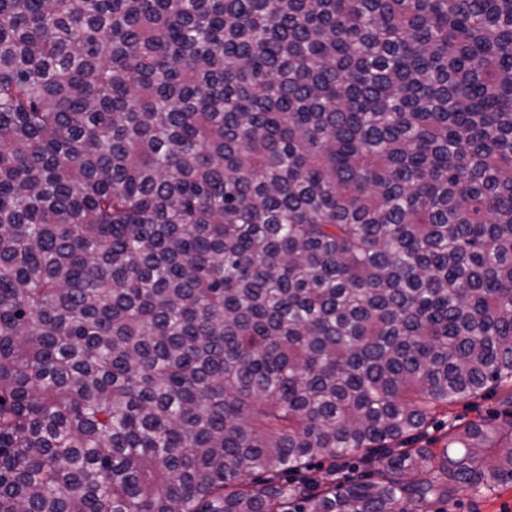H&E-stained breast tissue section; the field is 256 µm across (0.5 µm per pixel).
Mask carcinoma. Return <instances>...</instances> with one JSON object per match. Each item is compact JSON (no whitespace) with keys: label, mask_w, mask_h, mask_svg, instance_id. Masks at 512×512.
Here are the masks:
<instances>
[{"label":"carcinoma","mask_w":512,"mask_h":512,"mask_svg":"<svg viewBox=\"0 0 512 512\" xmlns=\"http://www.w3.org/2000/svg\"><path fill=\"white\" fill-rule=\"evenodd\" d=\"M509 483L512 0H0V512ZM503 396L502 392L491 393L478 399L463 401L450 407L447 411H438L422 441L430 444L428 448H442L445 434H448V427L464 426L478 421L481 417L487 418L496 414L498 410H501L500 400Z\"/></svg>","instance_id":"obj_1"}]
</instances>
